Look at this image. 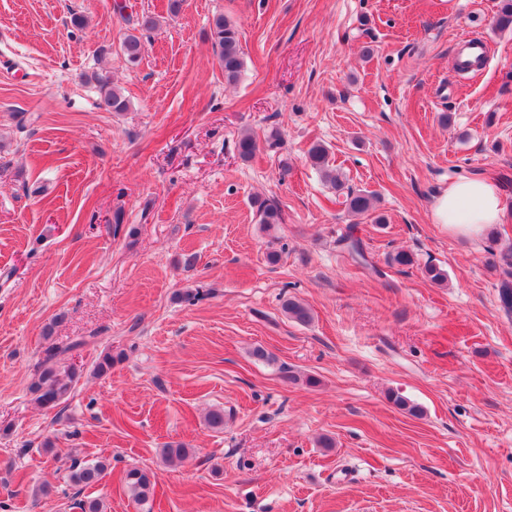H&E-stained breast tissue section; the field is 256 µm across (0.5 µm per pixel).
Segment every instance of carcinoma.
I'll return each mask as SVG.
<instances>
[{"label":"carcinoma","mask_w":512,"mask_h":512,"mask_svg":"<svg viewBox=\"0 0 512 512\" xmlns=\"http://www.w3.org/2000/svg\"><path fill=\"white\" fill-rule=\"evenodd\" d=\"M159 25V19L153 15H143L136 18L133 31L126 34L121 50L130 64L139 62L143 52V44L138 30H151ZM211 40L214 53L224 70V80L229 84L237 83L244 70L243 53L240 43L239 24L220 14L214 17ZM95 80L99 86L101 100L105 107L112 112H123L127 109V100L120 88L110 83L103 75H96ZM236 148L240 159H250L257 150V142L250 133L240 135ZM310 164L325 172L326 177L340 190L343 183L339 175L328 168V155L326 149L320 144H314L308 150ZM375 197L363 191L347 190L345 205L347 211L354 216H361L374 207ZM259 223L266 229H271L282 223V214L278 207L264 201L256 202ZM502 278L498 284L499 300L503 310L512 312V255H502ZM284 313L294 321L308 324L312 320L310 310L301 302L288 299L283 303ZM86 344L80 339L66 348L50 346L45 349L44 359L38 363L29 391L34 400L44 408L57 406L71 391L78 379L76 369L65 362V355L72 349ZM123 352H113L112 348L105 349L96 364V373L104 375L112 366L121 361ZM108 466L103 461L76 463L73 465L70 480L81 488H91L98 484L106 475ZM123 483L131 498L139 505L145 507L153 500L155 489L154 473L137 467L124 472Z\"/></svg>","instance_id":"carcinoma-1"}]
</instances>
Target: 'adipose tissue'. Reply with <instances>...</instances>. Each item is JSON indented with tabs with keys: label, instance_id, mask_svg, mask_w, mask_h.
<instances>
[{
	"label": "adipose tissue",
	"instance_id": "1",
	"mask_svg": "<svg viewBox=\"0 0 512 512\" xmlns=\"http://www.w3.org/2000/svg\"><path fill=\"white\" fill-rule=\"evenodd\" d=\"M502 211L498 185L478 177L450 184L431 207L433 223L443 225L451 235L472 239L483 238L489 225L499 223Z\"/></svg>",
	"mask_w": 512,
	"mask_h": 512
}]
</instances>
